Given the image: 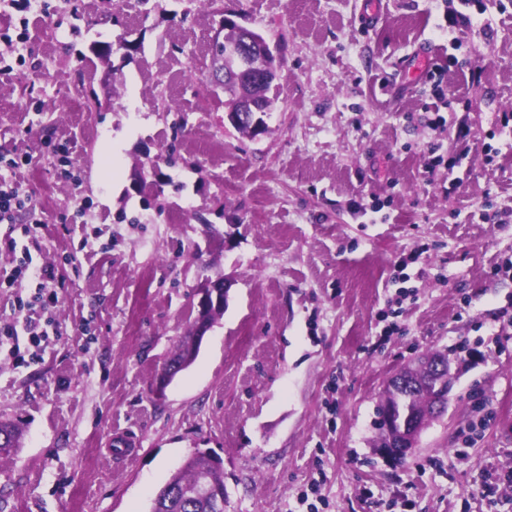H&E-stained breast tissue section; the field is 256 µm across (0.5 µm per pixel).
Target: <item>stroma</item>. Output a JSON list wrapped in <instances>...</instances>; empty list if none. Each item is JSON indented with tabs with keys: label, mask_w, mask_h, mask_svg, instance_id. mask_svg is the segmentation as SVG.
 <instances>
[{
	"label": "stroma",
	"mask_w": 512,
	"mask_h": 512,
	"mask_svg": "<svg viewBox=\"0 0 512 512\" xmlns=\"http://www.w3.org/2000/svg\"><path fill=\"white\" fill-rule=\"evenodd\" d=\"M223 11L280 51L254 139L209 82ZM508 118L512 0L0 8V154L29 158L9 177L61 282L40 360L0 352V422L21 433L0 512H149L197 448L223 461L224 512H307L312 483L318 512H512ZM152 184L162 209L141 207ZM219 277L223 315L156 394ZM462 345L445 414L390 466L373 451L387 380ZM121 432L136 444L116 456ZM190 338L191 333L180 341L175 352L165 363L168 369L172 370V379H174L179 373L189 368L198 355L200 345L193 349H189L188 343Z\"/></svg>",
	"instance_id": "35a3bbf8"
}]
</instances>
